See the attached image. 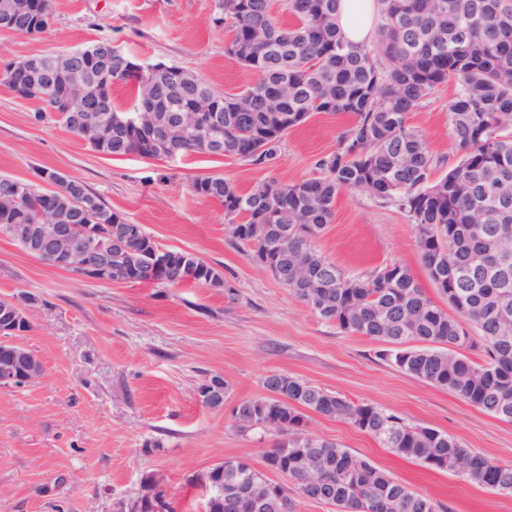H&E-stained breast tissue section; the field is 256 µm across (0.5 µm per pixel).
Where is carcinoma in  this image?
<instances>
[{"label": "carcinoma", "mask_w": 512, "mask_h": 512, "mask_svg": "<svg viewBox=\"0 0 512 512\" xmlns=\"http://www.w3.org/2000/svg\"><path fill=\"white\" fill-rule=\"evenodd\" d=\"M380 22L367 43L346 39L338 23L341 0H285L293 17L285 26L273 0H224L215 18L231 33L226 52L254 78L237 94L215 92L195 80L175 88L140 80L152 98L155 116L176 122L198 93L215 99L224 112V155L271 165L279 157L288 131L315 112L344 113L353 124L339 147L316 162L314 176L295 182L266 181L268 196L242 192L220 176L198 178L193 192L224 206L234 239L253 247L251 259L266 257L289 266L302 258L311 269L304 284L286 287L319 318L344 333L391 345L384 353L398 370L445 388L478 409L512 421V327L500 328L501 315L512 314V269L509 277L468 266L477 236L495 245L498 225L512 228V0H377ZM452 82L448 104L452 138L462 152L459 162L440 172L442 161L426 139L409 125V114L440 85ZM62 85L50 83L42 95L27 94L43 109L38 121H59L95 150L123 156L131 148L119 121L123 110L106 103L112 116V143L73 126L62 111ZM288 114L280 123L274 114ZM203 126L186 131L188 153H207ZM358 191L403 211L415 225L427 224L432 234L421 241L422 262L429 278L457 316L448 315L398 264L386 265L369 277L348 273L316 246V238L334 217L336 199ZM61 211L76 208L75 223L95 226L105 241L111 229L127 220L107 208L85 184L73 178L54 191ZM45 193L28 183L17 200L0 198V230L10 224H31ZM155 241L126 237L112 249V265L123 270L112 281L144 283ZM172 267L163 284L186 283L224 287L221 273L196 255L171 251ZM335 287H324V279ZM415 315L405 329L403 310ZM483 343L479 363L459 352L476 346L467 326ZM269 394L240 403L233 418L241 431L245 419L275 420L287 440H275L264 454L266 467L288 478L299 496L309 497L300 470L303 456L319 458L324 467V502L336 512H439L440 505L365 460L353 458L335 443L310 436L301 409L345 421L370 434L398 455L429 467L451 471L466 458L463 477L472 484L512 494V465L495 464L464 447L453 436L428 427H413L394 412L371 404H355L303 380L274 374L265 379ZM250 473L239 461L226 459L212 468L200 485L212 498L219 482L242 483ZM134 504L137 512H173L164 493L146 486ZM286 489L265 497L254 512H284Z\"/></svg>", "instance_id": "cac0c4a2"}]
</instances>
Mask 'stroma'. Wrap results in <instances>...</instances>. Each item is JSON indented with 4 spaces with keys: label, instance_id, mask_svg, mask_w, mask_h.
Segmentation results:
<instances>
[{
    "label": "stroma",
    "instance_id": "obj_1",
    "mask_svg": "<svg viewBox=\"0 0 512 512\" xmlns=\"http://www.w3.org/2000/svg\"><path fill=\"white\" fill-rule=\"evenodd\" d=\"M216 0H53L39 35L0 32V57L18 60L80 49L101 40L133 61H165L237 93L250 74L225 52ZM453 84L437 87L409 123L444 168L461 157L448 131ZM37 102L0 85V177L37 190L38 173L81 180L157 245L200 257L224 276L221 289L187 284L88 279L51 266L0 233V299L23 294L31 325L20 341L41 357L42 377L0 388V512H129L148 481L162 483L174 512H204L199 475L227 459L263 467L272 438L238 431L232 412L265 396V379L284 374L357 403L396 412L415 427L457 438L500 465H512V422L448 390L397 370L387 343L341 332L313 314L236 241L223 206L194 194L195 179L221 175L241 191L275 179L313 176L351 123L344 114H313L285 136L272 165L187 154L146 159L106 156L57 121L34 118ZM319 250L350 273L405 267L436 304L444 299L421 260L414 224L396 207L346 191ZM226 383L224 405L202 404L199 387ZM307 430L335 442L441 504L445 512H512V495L470 484L384 448L343 421L307 412Z\"/></svg>",
    "mask_w": 512,
    "mask_h": 512
}]
</instances>
